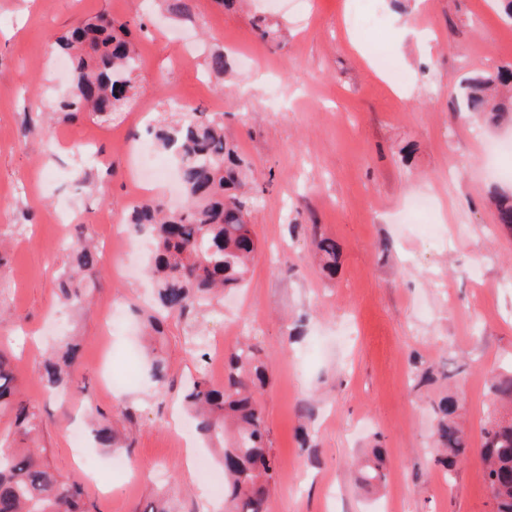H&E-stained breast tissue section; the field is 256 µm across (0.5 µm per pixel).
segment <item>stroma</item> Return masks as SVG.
<instances>
[{"instance_id":"stroma-1","label":"stroma","mask_w":512,"mask_h":512,"mask_svg":"<svg viewBox=\"0 0 512 512\" xmlns=\"http://www.w3.org/2000/svg\"><path fill=\"white\" fill-rule=\"evenodd\" d=\"M100 14L127 23L144 61L132 110L43 127L73 80L54 36ZM400 16L416 35L399 37ZM381 47L404 75L401 88L375 65ZM217 50L228 63L220 79L207 67ZM501 67H512V20L499 0H297L279 12L267 0H194L188 20L157 0H0V309L10 314L0 349L44 416L52 466L95 512H139L159 494L177 512L205 502L224 512L209 475L182 467L170 417L199 375L187 337L220 336L229 350L238 323L269 365L261 404L280 466L270 512H492L477 448L495 415L490 379L512 368V232L494 204L512 195V179L493 178L481 148L512 141V122L470 117L461 88ZM257 73L261 91L241 93ZM198 108L223 114L248 181L264 188L247 218L258 252L245 288L168 320L158 348L169 379L158 391L134 333H102L109 304L129 318L153 293L144 273L152 242L125 221L139 189L123 144ZM89 150L105 165L91 168ZM426 193L433 208L406 216ZM101 214L112 224L98 223ZM112 231L125 241L81 283L78 308H61L57 282L73 246ZM318 233L339 248L334 274L321 269ZM73 334L83 387L50 396L35 364ZM415 358L448 379L412 387ZM451 380L473 450L448 481L428 448L430 402ZM126 405L132 418L119 413ZM98 410L116 445L98 449L103 467L90 478L71 430ZM376 442L388 480L367 492L351 463Z\"/></svg>"}]
</instances>
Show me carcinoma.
I'll return each instance as SVG.
<instances>
[{"label":"carcinoma","mask_w":512,"mask_h":512,"mask_svg":"<svg viewBox=\"0 0 512 512\" xmlns=\"http://www.w3.org/2000/svg\"><path fill=\"white\" fill-rule=\"evenodd\" d=\"M167 11L188 19L193 0H166ZM127 24L99 15L59 37L58 51L69 58L79 93L57 98L53 115L72 120L84 113L99 116L120 111L129 100L135 50L126 39ZM512 82V70L479 77L463 88L467 111L480 117L502 119L512 109L492 103L495 84ZM152 139L176 157L183 209L168 212L164 205L144 201L133 207L129 223L148 232L154 241L149 272L157 285L156 306L146 321L161 335L163 320L183 316L212 304L216 293L238 288L245 281L256 243L245 217L258 195L244 189L247 168L236 148L224 138V123L213 115L163 122L151 128ZM325 265L336 266L337 246L329 239L317 242ZM98 253L88 245L77 250L74 272L90 277ZM79 342L60 340L37 365L44 390L54 395L77 389L75 365ZM148 374L159 388L167 380L166 362L151 350ZM266 384V367L254 348L243 344L224 358V384L215 386L206 373L186 389L184 403L196 418L197 431L219 458L227 487L225 512H269L271 485L278 462L268 448V429L259 396ZM494 402L512 409V376L494 378ZM456 401L444 395L433 402L436 423L434 463L444 477L453 479L456 467L470 452L466 433L453 420ZM0 412L12 415L14 433L28 442L24 448L0 443V512H92L80 486L51 466L47 449L37 444L42 420L15 381L8 358L0 351ZM480 455L486 491L495 512H512V418H493L481 430ZM358 488L385 481L384 459L374 448L354 463Z\"/></svg>","instance_id":"carcinoma-1"}]
</instances>
